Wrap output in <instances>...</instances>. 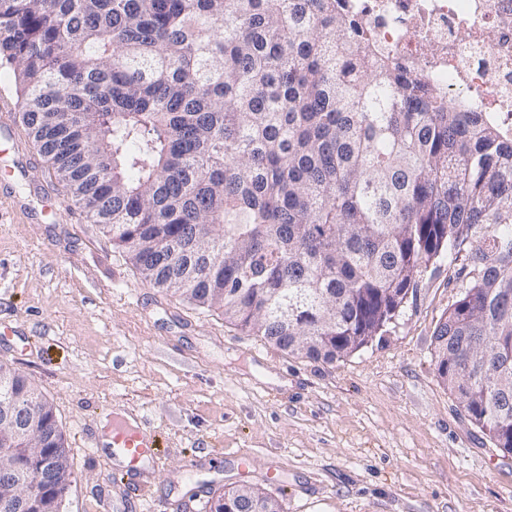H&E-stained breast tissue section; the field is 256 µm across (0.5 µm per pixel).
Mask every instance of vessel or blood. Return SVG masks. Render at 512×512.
Here are the masks:
<instances>
[{"label":"vessel or blood","instance_id":"obj_1","mask_svg":"<svg viewBox=\"0 0 512 512\" xmlns=\"http://www.w3.org/2000/svg\"><path fill=\"white\" fill-rule=\"evenodd\" d=\"M107 450L110 455L122 459L123 475L134 490H144L146 483L142 479L143 464L158 458L156 439L151 431L123 422L114 423Z\"/></svg>","mask_w":512,"mask_h":512}]
</instances>
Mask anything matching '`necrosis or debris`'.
<instances>
[{
  "instance_id": "4bbe7bcc",
  "label": "necrosis or debris",
  "mask_w": 512,
  "mask_h": 512,
  "mask_svg": "<svg viewBox=\"0 0 512 512\" xmlns=\"http://www.w3.org/2000/svg\"><path fill=\"white\" fill-rule=\"evenodd\" d=\"M376 43L442 85L452 105L512 134V0H346Z\"/></svg>"
}]
</instances>
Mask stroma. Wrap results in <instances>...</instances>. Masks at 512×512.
<instances>
[{"instance_id":"stroma-1","label":"stroma","mask_w":512,"mask_h":512,"mask_svg":"<svg viewBox=\"0 0 512 512\" xmlns=\"http://www.w3.org/2000/svg\"><path fill=\"white\" fill-rule=\"evenodd\" d=\"M0 200V361L54 408L70 448L64 512H209L248 482L286 512H512L503 455L440 383L432 340L458 299L440 260L387 332L329 364L287 353L148 286L99 225L63 204L20 124ZM150 423L149 491L94 455L114 416Z\"/></svg>"}]
</instances>
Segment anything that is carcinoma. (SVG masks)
Returning <instances> with one entry per match:
<instances>
[{"label":"carcinoma","mask_w":512,"mask_h":512,"mask_svg":"<svg viewBox=\"0 0 512 512\" xmlns=\"http://www.w3.org/2000/svg\"><path fill=\"white\" fill-rule=\"evenodd\" d=\"M0 66L51 178L147 284L288 353L345 359L434 260L459 263L436 374L492 442L512 431V136L342 0H0ZM6 389L35 385L1 362ZM39 417L64 473L24 512H62L68 443L49 401Z\"/></svg>","instance_id":"carcinoma-1"}]
</instances>
